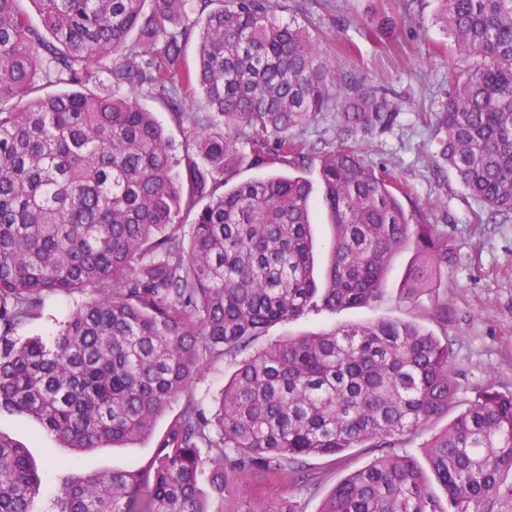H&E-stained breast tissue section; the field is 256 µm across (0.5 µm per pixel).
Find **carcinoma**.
I'll use <instances>...</instances> for the list:
<instances>
[{
    "label": "carcinoma",
    "instance_id": "cac0c4a2",
    "mask_svg": "<svg viewBox=\"0 0 512 512\" xmlns=\"http://www.w3.org/2000/svg\"><path fill=\"white\" fill-rule=\"evenodd\" d=\"M20 2L0 0V412L35 418L78 455L135 442L207 358L235 359L312 307L378 301L403 251L408 295L446 287L448 236L412 223L404 188L349 144L391 127L395 103L328 62L306 25L276 23L285 0H30L38 24ZM435 2L451 49L473 60L431 113L436 162L507 222L512 0ZM98 67L110 95L84 90ZM41 78L66 88L44 93ZM143 91L180 117L201 95L209 116L191 120L183 158L138 103ZM332 109L342 138L320 156L315 200L313 152L292 131ZM244 164L293 171L219 192ZM316 203L334 227L320 285ZM183 211L194 213L187 248ZM89 287L96 296L51 340L14 336L46 295ZM458 390L449 346L411 323L274 341L239 363L213 410L187 400L148 470L75 469L56 512H223L210 501L252 476L307 481L306 457L366 444L389 452L338 483L320 512H475L512 499V393L485 387L425 444L444 498L394 452ZM40 487L25 449L0 433V512H33Z\"/></svg>",
    "mask_w": 512,
    "mask_h": 512
}]
</instances>
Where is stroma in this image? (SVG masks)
Wrapping results in <instances>:
<instances>
[{"mask_svg":"<svg viewBox=\"0 0 512 512\" xmlns=\"http://www.w3.org/2000/svg\"><path fill=\"white\" fill-rule=\"evenodd\" d=\"M299 11L325 56L356 79L383 87L399 104L401 115L392 127L358 134L356 141L369 164L411 187L410 197L403 200L405 209L415 221L437 225L447 235L452 259L446 288L435 295L424 292L409 298L401 284L412 254L402 252L384 282L381 300L336 313L310 309L297 318L271 325L253 348L258 351L288 336L319 334L345 324L381 319L413 323L439 340L449 341L460 389L447 415L430 422L408 440L407 453L421 461L425 458L423 442L474 402L481 387L491 383L500 392H512V222L473 223L472 212L477 205L452 170L436 165L433 128L424 119L446 100L453 89L454 75L467 69L470 62L454 52H441L445 37L430 6L421 10L406 0H289L287 10L278 11L275 18L285 22ZM90 297L87 291L47 296L41 318L19 326L17 336H53L70 312ZM443 303L448 306L444 316L438 312ZM236 368V362L230 360L209 361L192 382L188 397L210 406ZM184 400L169 404L157 418L152 437L98 448L79 457L61 447L35 419L1 412L0 433L26 449L44 478L33 503L34 512H54L57 488L69 474L72 462L95 472L147 467L155 454L158 435L180 412ZM381 454L378 448H351L335 456L308 457L306 467L314 476L309 486H286L255 478L242 496H228L224 507L226 512H236L245 499L257 506L287 497L297 512H320L336 484Z\"/></svg>","mask_w":512,"mask_h":512,"instance_id":"stroma-1","label":"stroma"}]
</instances>
